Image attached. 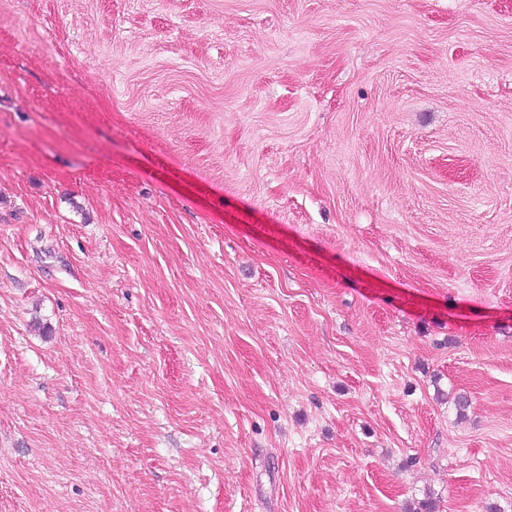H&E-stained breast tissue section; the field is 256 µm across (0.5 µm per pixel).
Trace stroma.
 <instances>
[{
    "instance_id": "obj_1",
    "label": "stroma",
    "mask_w": 512,
    "mask_h": 512,
    "mask_svg": "<svg viewBox=\"0 0 512 512\" xmlns=\"http://www.w3.org/2000/svg\"><path fill=\"white\" fill-rule=\"evenodd\" d=\"M428 496L512 512V0H0V512Z\"/></svg>"
}]
</instances>
